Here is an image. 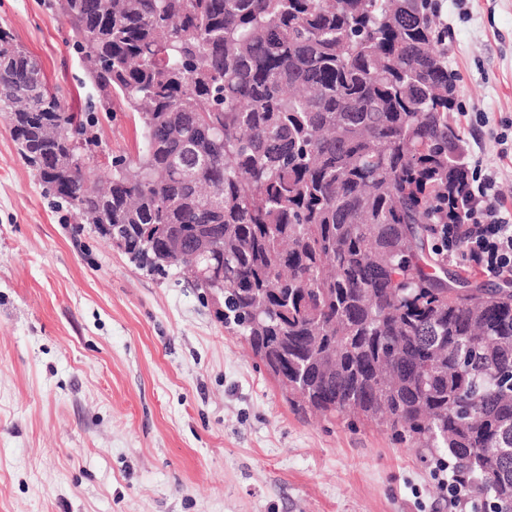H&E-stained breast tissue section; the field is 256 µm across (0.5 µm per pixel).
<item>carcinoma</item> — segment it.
<instances>
[{"label": "carcinoma", "instance_id": "cac0c4a2", "mask_svg": "<svg viewBox=\"0 0 512 512\" xmlns=\"http://www.w3.org/2000/svg\"><path fill=\"white\" fill-rule=\"evenodd\" d=\"M439 0H57L95 85L143 148L101 187L62 140L86 134L0 28V100L44 192L110 224L139 268L172 266L299 413L383 423L444 452L470 512H512V289L465 288L429 248L468 169ZM214 249L202 256L196 236Z\"/></svg>", "mask_w": 512, "mask_h": 512}]
</instances>
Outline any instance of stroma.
Listing matches in <instances>:
<instances>
[{"label": "stroma", "mask_w": 512, "mask_h": 512, "mask_svg": "<svg viewBox=\"0 0 512 512\" xmlns=\"http://www.w3.org/2000/svg\"><path fill=\"white\" fill-rule=\"evenodd\" d=\"M443 18L454 123L512 211V0H446ZM0 27L69 111L103 100L53 0H0ZM96 136L102 178L143 144L118 104ZM215 311L44 195L0 112V512H448L435 455L297 414Z\"/></svg>", "instance_id": "1"}]
</instances>
